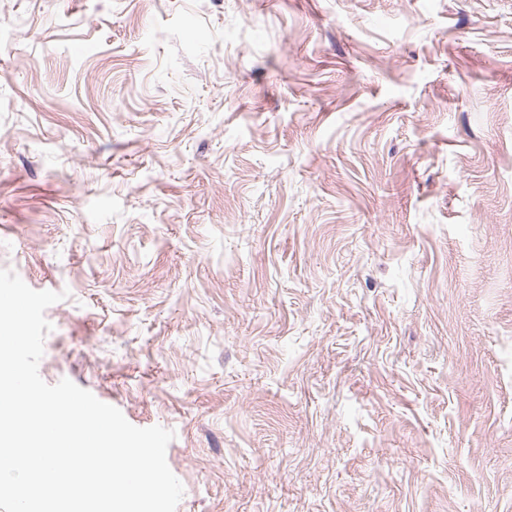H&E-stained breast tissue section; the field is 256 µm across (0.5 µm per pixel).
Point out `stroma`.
<instances>
[{
	"label": "stroma",
	"mask_w": 512,
	"mask_h": 512,
	"mask_svg": "<svg viewBox=\"0 0 512 512\" xmlns=\"http://www.w3.org/2000/svg\"><path fill=\"white\" fill-rule=\"evenodd\" d=\"M0 268L176 512H512V0H0Z\"/></svg>",
	"instance_id": "stroma-1"
}]
</instances>
